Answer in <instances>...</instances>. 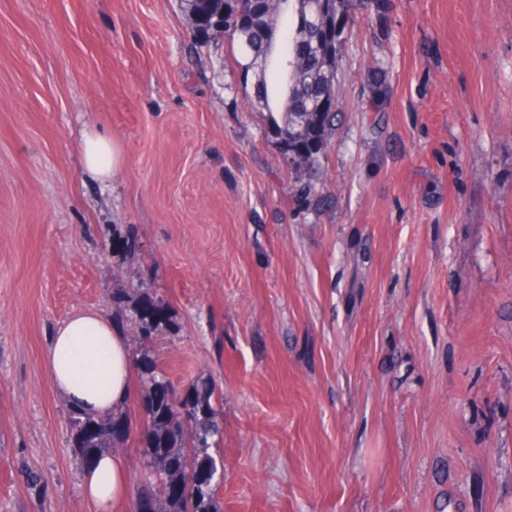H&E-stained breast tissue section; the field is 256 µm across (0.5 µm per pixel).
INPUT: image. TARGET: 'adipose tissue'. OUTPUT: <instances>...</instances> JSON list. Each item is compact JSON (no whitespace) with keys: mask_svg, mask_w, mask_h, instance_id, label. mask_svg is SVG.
I'll return each mask as SVG.
<instances>
[{"mask_svg":"<svg viewBox=\"0 0 512 512\" xmlns=\"http://www.w3.org/2000/svg\"><path fill=\"white\" fill-rule=\"evenodd\" d=\"M85 171L109 181L121 163L111 136L96 128L80 142ZM45 374L68 406L94 415L110 414L128 398L132 375L129 342L101 314L77 311L55 329L42 358ZM86 498L97 512H128L129 475L122 457L100 454L82 480Z\"/></svg>","mask_w":512,"mask_h":512,"instance_id":"obj_1","label":"adipose tissue"}]
</instances>
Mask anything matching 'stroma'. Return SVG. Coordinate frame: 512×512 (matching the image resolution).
<instances>
[{
    "instance_id": "35a3bbf8",
    "label": "stroma",
    "mask_w": 512,
    "mask_h": 512,
    "mask_svg": "<svg viewBox=\"0 0 512 512\" xmlns=\"http://www.w3.org/2000/svg\"><path fill=\"white\" fill-rule=\"evenodd\" d=\"M344 39L318 208L180 0H0V512H96L42 355L146 297L151 358L222 404L221 512H512V0H387ZM121 410L134 485L140 388ZM80 154L84 170L102 182L109 181L112 170L121 164V154L112 137L97 128L82 134Z\"/></svg>"
}]
</instances>
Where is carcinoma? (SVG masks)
Instances as JSON below:
<instances>
[{
	"mask_svg": "<svg viewBox=\"0 0 512 512\" xmlns=\"http://www.w3.org/2000/svg\"><path fill=\"white\" fill-rule=\"evenodd\" d=\"M336 11L335 0H253L247 26L238 31H223L220 36L235 43V62L243 83L251 84L253 101L269 114L271 130L281 136L284 155L294 156V171L311 176L319 156L336 131L338 111L324 103L340 104L336 88L337 71L342 62L338 54L327 60L313 54L288 62V90L282 104L272 101L267 59L277 34H282L284 51H312L325 37V17L320 5ZM291 12V26L281 33L283 13ZM136 362L141 367L143 400L149 407L148 422L142 437L145 445V476L137 500L151 501L158 512H220L216 489L200 475L217 467L212 454L216 437L223 432V411L212 403L213 387L208 384L191 388L194 410L188 422L180 420L175 399H155L159 390L177 395L163 371L143 352L171 323L164 314L140 302L129 318ZM73 445L84 465L92 463L107 445L127 434L125 415H93L69 410Z\"/></svg>",
	"mask_w": 512,
	"mask_h": 512,
	"instance_id": "1",
	"label": "carcinoma"
}]
</instances>
